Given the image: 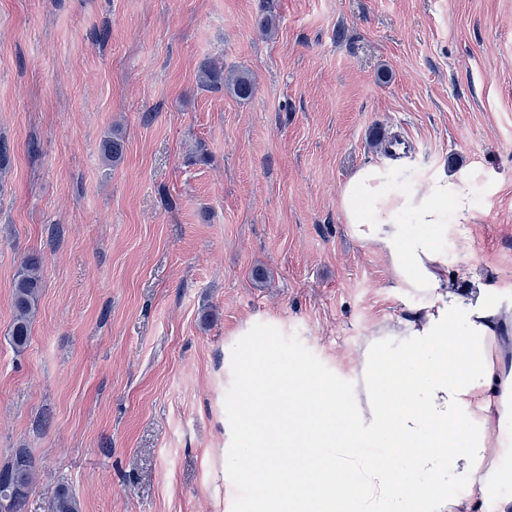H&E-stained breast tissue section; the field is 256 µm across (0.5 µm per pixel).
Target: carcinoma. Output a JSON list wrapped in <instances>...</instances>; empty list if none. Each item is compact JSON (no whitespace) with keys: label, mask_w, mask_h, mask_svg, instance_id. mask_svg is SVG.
I'll use <instances>...</instances> for the list:
<instances>
[{"label":"carcinoma","mask_w":512,"mask_h":512,"mask_svg":"<svg viewBox=\"0 0 512 512\" xmlns=\"http://www.w3.org/2000/svg\"><path fill=\"white\" fill-rule=\"evenodd\" d=\"M200 84L211 89H225L241 101L252 98L255 83L247 71L224 73V63L212 60L204 64L198 75ZM102 160L115 166L124 157L123 136L113 131L101 144ZM41 260L36 255L24 257L17 268L13 282V307L15 316L9 330V340L14 349L23 351L30 340L31 323L38 310L41 297ZM36 477V467L31 456L25 450L15 453L10 461L0 466V498L9 486L19 482L24 493L10 498L5 512H25V506ZM49 512H81L80 502L71 488L65 484L58 487L52 499Z\"/></svg>","instance_id":"obj_1"}]
</instances>
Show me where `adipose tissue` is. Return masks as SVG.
Here are the masks:
<instances>
[{
    "label": "adipose tissue",
    "instance_id": "1",
    "mask_svg": "<svg viewBox=\"0 0 512 512\" xmlns=\"http://www.w3.org/2000/svg\"><path fill=\"white\" fill-rule=\"evenodd\" d=\"M385 165L359 168L341 187L348 235L381 250L395 287L419 305L377 326L355 389L291 362L262 390L259 433L236 429L227 469L265 462L251 512H288L283 489L315 449L318 496L297 512H512V492L484 488L508 477L512 456V305L480 281L459 286L438 244L448 222L474 217L466 183L444 171L392 193ZM318 413L322 430L304 427Z\"/></svg>",
    "mask_w": 512,
    "mask_h": 512
}]
</instances>
